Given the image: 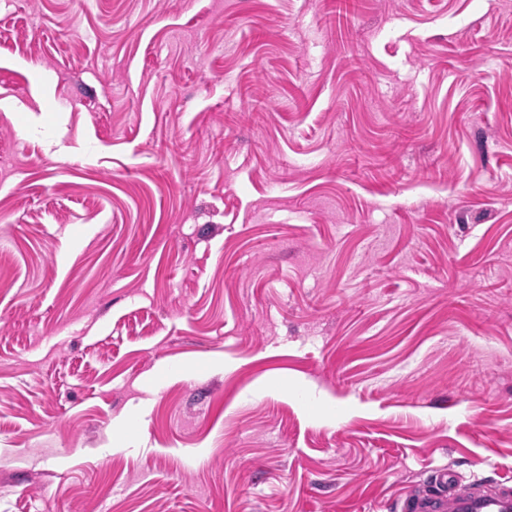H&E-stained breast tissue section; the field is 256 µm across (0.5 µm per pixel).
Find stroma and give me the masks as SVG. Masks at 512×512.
<instances>
[{
	"label": "stroma",
	"mask_w": 512,
	"mask_h": 512,
	"mask_svg": "<svg viewBox=\"0 0 512 512\" xmlns=\"http://www.w3.org/2000/svg\"><path fill=\"white\" fill-rule=\"evenodd\" d=\"M0 512H403L512 477V0H0Z\"/></svg>",
	"instance_id": "stroma-1"
}]
</instances>
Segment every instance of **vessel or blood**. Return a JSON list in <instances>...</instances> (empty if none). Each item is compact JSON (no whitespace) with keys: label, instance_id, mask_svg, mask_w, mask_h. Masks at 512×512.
<instances>
[{"label":"vessel or blood","instance_id":"b4317fda","mask_svg":"<svg viewBox=\"0 0 512 512\" xmlns=\"http://www.w3.org/2000/svg\"><path fill=\"white\" fill-rule=\"evenodd\" d=\"M434 477L442 493L433 497L409 495L413 512H512L511 479L490 484L452 468L436 470Z\"/></svg>","mask_w":512,"mask_h":512}]
</instances>
